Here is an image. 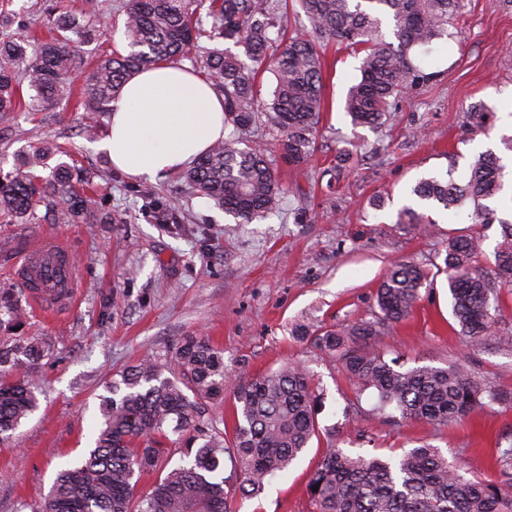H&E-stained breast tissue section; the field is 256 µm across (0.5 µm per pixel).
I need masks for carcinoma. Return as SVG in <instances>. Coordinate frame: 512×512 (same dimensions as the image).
I'll return each instance as SVG.
<instances>
[{
    "label": "carcinoma",
    "instance_id": "cac0c4a2",
    "mask_svg": "<svg viewBox=\"0 0 512 512\" xmlns=\"http://www.w3.org/2000/svg\"><path fill=\"white\" fill-rule=\"evenodd\" d=\"M309 29L287 35L288 0H127L124 27L130 51L97 65L81 85L77 107L86 112V132L134 71L146 65L199 58V72L224 97V126L246 131L263 112L279 130L282 159L294 166L316 149L315 133L324 108L322 55L335 42L364 53L360 78L349 88L345 111L353 125L377 126L387 118L391 100L424 86L432 74L413 53L450 36L448 26L463 0H297ZM208 6L211 28L197 11ZM392 23L394 40H385L382 18ZM50 38L24 35L0 38V113L22 108L41 111L71 99L74 45L99 37L97 22L67 13L50 23ZM222 39L232 47L203 50L201 39ZM242 52H236V49ZM272 64L276 87L263 100L257 71L245 63ZM27 83L34 92L22 102ZM52 145L35 148L13 170L0 174V217L14 224L35 218L46 200L52 220L72 224L112 222L87 192L90 177L67 163L47 175ZM505 166L492 151L471 165L459 184L450 176L420 179L411 193L420 206L446 211L473 204L476 224L499 223L494 268L478 265L474 239L449 240L444 257L448 291L459 335L468 346L488 341L512 351V333L497 329L500 309L496 284L512 285V224L497 217L488 202L503 189ZM181 178L197 194L244 222L276 208L283 187L263 149L245 137L215 143ZM401 224H430L429 215L412 207L399 213ZM427 274L415 263L396 264L376 293L373 320L348 328L310 334L316 346L339 359L361 391L373 389L382 406L406 419L446 424L492 404L512 403L462 364L446 368L402 369L387 361L382 348L390 327L407 319ZM44 348L21 339L0 345V435L15 431L37 407L33 383L17 376L33 366ZM233 368L201 336L182 339L164 363L147 358L130 365L100 398L101 427L82 462L62 468L37 512H231L236 495L257 497L268 479L283 471L318 435L317 399L308 371L287 365L231 383ZM233 386L236 422L232 436L206 416L204 403ZM194 398H189V395ZM179 435L187 462L163 467L165 428ZM231 469L224 474V460ZM495 465L502 480L466 479L442 452L411 448L397 457L353 454L326 448L310 473L307 490L314 512H512V446L498 450ZM161 470L152 492L135 498V474ZM318 490H313V487Z\"/></svg>",
    "mask_w": 512,
    "mask_h": 512
}]
</instances>
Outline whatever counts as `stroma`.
<instances>
[{
	"label": "stroma",
	"mask_w": 512,
	"mask_h": 512,
	"mask_svg": "<svg viewBox=\"0 0 512 512\" xmlns=\"http://www.w3.org/2000/svg\"><path fill=\"white\" fill-rule=\"evenodd\" d=\"M125 0H11V30L44 29L56 7L105 11L98 41L76 49V76L90 74L112 53H127L122 22ZM449 38L420 53L437 72L432 83L396 101L380 127L352 126L344 103L360 76L361 53L328 46L326 108L316 133L317 151L300 166L284 162L277 132L259 116L251 136L267 149L285 192L278 207L249 223L191 193L178 175L146 183L116 172L87 136L82 111L63 103L0 119V170L17 154L53 143L48 166L66 162L91 176L108 224L0 221V243L15 237L55 236L75 254L80 302L47 319L0 268V290H11L24 310L17 323L0 324V341L21 337L47 353L28 373L42 389L38 408L0 441V512H35L57 471L81 459L101 424L99 397L113 378L137 360L174 356L186 336H202L223 349L225 364L257 375L287 363L304 365L320 394L319 437L252 499L233 512H313L309 475L328 444L352 452L428 444L456 462L465 478H497L498 446L512 443V406L497 404L450 425L389 417L370 390L356 393L341 363L310 340L309 330L373 319L375 293L391 265L424 267L429 283L412 315L384 338L387 358L405 367L465 363L489 386L512 392V352L465 347L447 295L443 259L449 236L481 242L480 265L494 267L500 237L495 224H475L467 209L438 207L428 233L399 223L414 206L411 193L424 177L452 172L465 181L478 155H501L510 174L493 207L512 221V0H464ZM483 104V129L470 108ZM181 221L162 220V209Z\"/></svg>",
	"instance_id": "obj_1"
}]
</instances>
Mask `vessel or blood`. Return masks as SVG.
<instances>
[{
  "label": "vessel or blood",
  "mask_w": 512,
  "mask_h": 512,
  "mask_svg": "<svg viewBox=\"0 0 512 512\" xmlns=\"http://www.w3.org/2000/svg\"><path fill=\"white\" fill-rule=\"evenodd\" d=\"M0 261L41 311L50 313L73 306L77 283L71 249L64 240H18L0 254Z\"/></svg>",
  "instance_id": "1"
}]
</instances>
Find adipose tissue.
Wrapping results in <instances>:
<instances>
[{"label":"adipose tissue","mask_w":512,"mask_h":512,"mask_svg":"<svg viewBox=\"0 0 512 512\" xmlns=\"http://www.w3.org/2000/svg\"><path fill=\"white\" fill-rule=\"evenodd\" d=\"M227 134L224 98L209 82L175 65H157L124 83L99 147L115 170L152 181L192 165Z\"/></svg>","instance_id":"adipose-tissue-1"}]
</instances>
